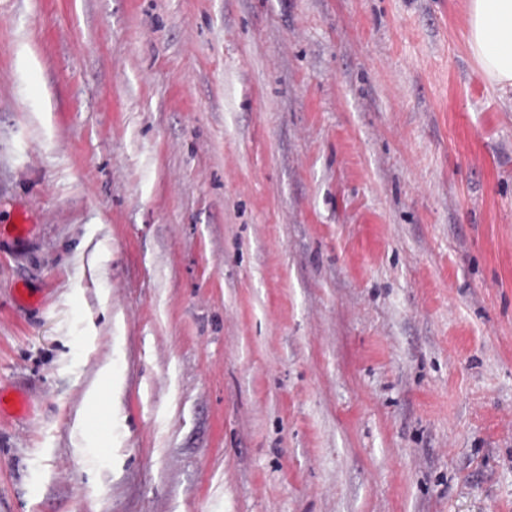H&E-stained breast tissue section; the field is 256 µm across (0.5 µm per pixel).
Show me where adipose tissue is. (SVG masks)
I'll return each mask as SVG.
<instances>
[{
  "label": "adipose tissue",
  "mask_w": 512,
  "mask_h": 512,
  "mask_svg": "<svg viewBox=\"0 0 512 512\" xmlns=\"http://www.w3.org/2000/svg\"><path fill=\"white\" fill-rule=\"evenodd\" d=\"M466 45L484 79L512 91V0H467Z\"/></svg>",
  "instance_id": "obj_1"
}]
</instances>
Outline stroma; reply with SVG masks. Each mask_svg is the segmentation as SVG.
Wrapping results in <instances>:
<instances>
[{
	"instance_id": "35a3bbf8",
	"label": "stroma",
	"mask_w": 512,
	"mask_h": 512,
	"mask_svg": "<svg viewBox=\"0 0 512 512\" xmlns=\"http://www.w3.org/2000/svg\"><path fill=\"white\" fill-rule=\"evenodd\" d=\"M466 10L0 0V512H512Z\"/></svg>"
}]
</instances>
